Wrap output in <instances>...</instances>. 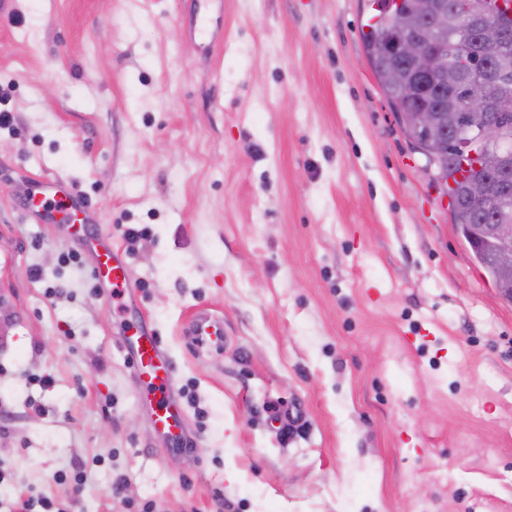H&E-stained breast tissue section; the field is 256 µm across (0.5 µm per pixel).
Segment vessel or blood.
Listing matches in <instances>:
<instances>
[{
  "mask_svg": "<svg viewBox=\"0 0 512 512\" xmlns=\"http://www.w3.org/2000/svg\"><path fill=\"white\" fill-rule=\"evenodd\" d=\"M48 201L56 203L60 220L65 223L72 242L92 254V271L98 283L108 287L111 293L133 296L134 287L127 276L125 258L113 242L111 233L105 230L91 233L86 228L85 199L62 177L45 176L38 182L37 193L26 197L21 205L27 217L37 222L45 217L44 204ZM187 334L199 348L222 344L224 319L210 311H200L190 319ZM127 340L134 373L153 409L155 431L164 439L181 435L184 419L172 398V367L148 320L132 323Z\"/></svg>",
  "mask_w": 512,
  "mask_h": 512,
  "instance_id": "obj_1",
  "label": "vessel or blood"
}]
</instances>
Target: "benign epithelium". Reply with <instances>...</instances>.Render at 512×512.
Wrapping results in <instances>:
<instances>
[{
    "label": "benign epithelium",
    "instance_id": "1",
    "mask_svg": "<svg viewBox=\"0 0 512 512\" xmlns=\"http://www.w3.org/2000/svg\"><path fill=\"white\" fill-rule=\"evenodd\" d=\"M482 18L479 24L480 37L489 49L502 43L512 28V3L497 0L491 4L483 0L478 7ZM429 36L407 25H401V32L392 44L398 56L410 61L415 70L430 80H445V58L442 53L427 50ZM453 96L459 106L448 113V120L437 112L405 113L400 118L404 131H412L415 137L411 143L426 157L428 165L435 167L434 179L441 188H446L443 160L447 153L469 157L474 169L491 173H504L512 170V151L505 144L512 139V115L507 112L493 117L484 110L492 108L491 101L478 91L474 81L456 83ZM448 122L462 128L476 129V136L468 139H444L441 133L443 123ZM469 198L484 206H498L507 201L509 188L505 182L472 178L467 184ZM470 240L480 246L489 257L499 283V292L512 302V291L505 285L512 282V224H474L469 232Z\"/></svg>",
    "mask_w": 512,
    "mask_h": 512
}]
</instances>
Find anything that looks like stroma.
Listing matches in <instances>:
<instances>
[{"instance_id":"stroma-1","label":"stroma","mask_w":512,"mask_h":512,"mask_svg":"<svg viewBox=\"0 0 512 512\" xmlns=\"http://www.w3.org/2000/svg\"><path fill=\"white\" fill-rule=\"evenodd\" d=\"M373 3L211 0L203 36L194 0L0 15V512H512V302L366 61ZM43 174L113 232L133 301L24 217ZM201 308L222 347L185 336ZM141 316L177 444L119 335ZM122 336L128 340L134 373L153 409L155 431L165 442L169 436L181 435L185 425L178 403L172 398V367L155 331L148 320L142 318L127 325Z\"/></svg>"}]
</instances>
